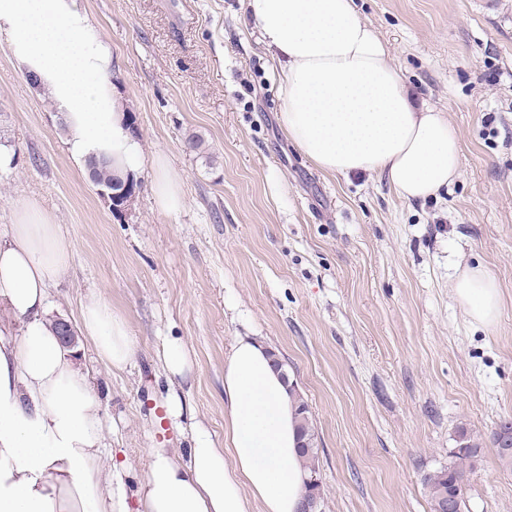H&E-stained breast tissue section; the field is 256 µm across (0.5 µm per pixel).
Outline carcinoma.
I'll return each instance as SVG.
<instances>
[{"instance_id": "cac0c4a2", "label": "carcinoma", "mask_w": 512, "mask_h": 512, "mask_svg": "<svg viewBox=\"0 0 512 512\" xmlns=\"http://www.w3.org/2000/svg\"><path fill=\"white\" fill-rule=\"evenodd\" d=\"M91 177L100 187L115 183L112 164L98 160L89 163ZM296 398L298 427L301 442L300 462L304 471V500L323 501L322 485L318 468V435L311 419L308 402L296 389H291ZM482 439L466 430L459 431L456 445L448 451V463L428 471L423 479L430 500L431 512H439L442 500L454 494L466 495L470 474L479 461Z\"/></svg>"}]
</instances>
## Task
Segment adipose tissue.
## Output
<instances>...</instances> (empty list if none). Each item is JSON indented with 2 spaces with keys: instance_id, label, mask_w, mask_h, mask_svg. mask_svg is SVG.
I'll list each match as a JSON object with an SVG mask.
<instances>
[{
  "instance_id": "obj_1",
  "label": "adipose tissue",
  "mask_w": 512,
  "mask_h": 512,
  "mask_svg": "<svg viewBox=\"0 0 512 512\" xmlns=\"http://www.w3.org/2000/svg\"><path fill=\"white\" fill-rule=\"evenodd\" d=\"M261 41L282 68L280 125L319 170L378 174L402 199L437 196L459 176V144L445 113L417 107L378 33L354 0H248ZM0 35L18 67L64 115L80 160L108 159L132 179L150 163L159 208L185 204L163 156L145 160L112 80V49L79 0H0ZM71 246L52 214L18 206L0 242V304L21 325L0 328V512H301L304 474L288 382L258 337L224 361V445L192 424L189 462L148 451L143 481L105 465L96 385L46 317L48 291L71 268ZM454 294L473 321L497 319L501 294L483 268L461 273ZM98 357L121 371L134 346L102 299L81 310Z\"/></svg>"
}]
</instances>
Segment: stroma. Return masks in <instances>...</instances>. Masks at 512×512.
<instances>
[{
	"instance_id": "1",
	"label": "stroma",
	"mask_w": 512,
	"mask_h": 512,
	"mask_svg": "<svg viewBox=\"0 0 512 512\" xmlns=\"http://www.w3.org/2000/svg\"><path fill=\"white\" fill-rule=\"evenodd\" d=\"M112 46L115 81L145 157L162 154L185 205L162 211L142 171L113 212L68 154L49 93L0 36V240L27 201L71 244L47 314L77 324L103 299L135 355L115 372L90 339L73 351L95 378L107 452L143 478L147 449L187 455L190 422L224 442V359L262 338L307 399L323 512H430L423 478L460 430L484 445L466 512H512V474L490 443L512 418V0H355L387 42L416 104L446 112L461 175L440 198L406 202L378 177L326 174L283 132L277 61L247 0H81ZM482 266L502 292L473 322L453 286ZM182 337L189 384L172 388L158 351ZM186 415L159 414L170 393Z\"/></svg>"
}]
</instances>
